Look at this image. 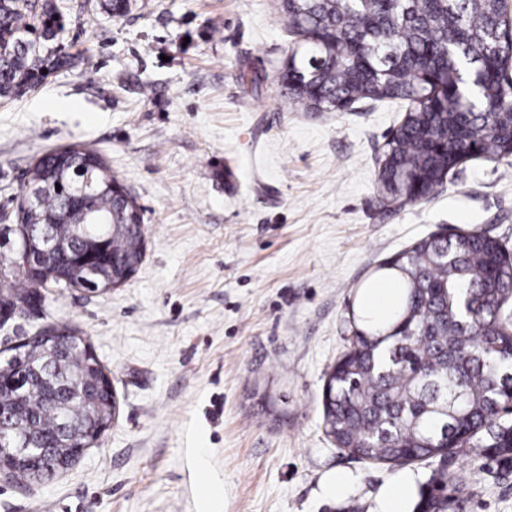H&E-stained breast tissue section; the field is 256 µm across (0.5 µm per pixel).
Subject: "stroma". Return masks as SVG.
<instances>
[{"label": "stroma", "mask_w": 512, "mask_h": 512, "mask_svg": "<svg viewBox=\"0 0 512 512\" xmlns=\"http://www.w3.org/2000/svg\"><path fill=\"white\" fill-rule=\"evenodd\" d=\"M75 65L0 100V230L26 174L68 146L99 152L142 209L144 257L98 295L43 289L0 341L69 324L108 370L119 413L66 471L0 478V512H379L434 462L371 465L323 430L326 375L377 266L444 230L512 252V161L467 162L428 198L390 202L379 159L407 101L348 112L289 103L300 45L277 0H55ZM351 476L334 489L336 471ZM466 512H512V476L456 474ZM411 481L400 477L386 489L380 512H407Z\"/></svg>", "instance_id": "stroma-1"}]
</instances>
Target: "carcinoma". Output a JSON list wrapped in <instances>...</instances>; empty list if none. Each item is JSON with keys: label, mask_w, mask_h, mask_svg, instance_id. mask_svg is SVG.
<instances>
[{"label": "carcinoma", "mask_w": 512, "mask_h": 512, "mask_svg": "<svg viewBox=\"0 0 512 512\" xmlns=\"http://www.w3.org/2000/svg\"><path fill=\"white\" fill-rule=\"evenodd\" d=\"M279 8L288 31L307 45L282 75L288 101L320 112H344L363 100L409 103L401 131L386 144L388 194L416 201L417 173L443 171L448 158L472 149L485 159L512 156V38L501 0H279ZM59 30L52 0H0V98L18 97L72 63L58 47ZM470 68L486 81L480 101L467 108L456 81ZM77 169L97 183L117 181L98 153L77 146L44 154L28 171L27 183L45 191L27 222L50 225L60 241L78 233L79 215L69 212ZM79 205L92 234L129 222L136 210L100 188ZM107 253L116 261L107 282L125 278L124 262L143 254L141 217L109 237ZM380 270L397 283L399 299L384 316L358 313L350 323L346 350L328 374L325 428L336 448L366 463L439 461L414 512H465L470 492L452 471L474 451L512 473V421L499 414L512 399V257L478 232L423 239ZM61 274L79 280L86 269L61 256L38 265L0 292V307L34 305L37 289ZM21 356L47 364L48 379L0 392V412L24 415L42 445L63 434L85 444L89 425L112 423V393L93 368L98 360L75 366L61 353L52 359L35 338Z\"/></svg>", "instance_id": "cac0c4a2"}]
</instances>
